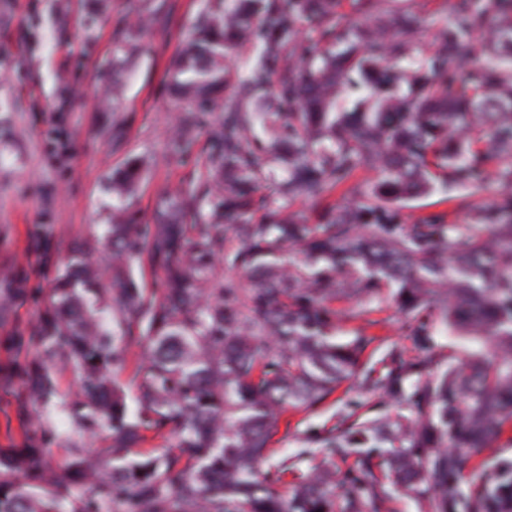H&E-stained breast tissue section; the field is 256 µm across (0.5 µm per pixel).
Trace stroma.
I'll return each mask as SVG.
<instances>
[{
    "label": "stroma",
    "instance_id": "35a3bbf8",
    "mask_svg": "<svg viewBox=\"0 0 512 512\" xmlns=\"http://www.w3.org/2000/svg\"><path fill=\"white\" fill-rule=\"evenodd\" d=\"M207 2L0 0V448L26 447L27 435L48 428L58 436L48 451L53 467L66 464L77 440L93 456H106L105 433L82 435L69 410L79 390L73 367H54L51 406L26 396L20 367L27 349L20 340L31 336L74 245L91 248L97 263L108 266L94 243L119 205L109 179L130 158L141 162L129 206L142 223H152L161 196L195 185L209 136L180 126L185 106L169 88L180 48ZM411 8L419 17L412 56L418 65L449 14L445 0H413ZM180 140L188 149L178 156L172 149ZM509 165L510 155L493 159L468 198L437 183L402 201V211L411 220L439 214L449 224L470 223L473 207L501 200L497 171ZM332 306L337 341L360 332L373 336L362 363L377 386L366 389L362 373L354 374L320 405L279 416L257 468L291 459L292 486L320 467L358 466L354 451L337 458L320 442L340 426L351 402L361 401L357 412L365 420L392 424L414 415L408 399L391 398L378 385L389 351L419 353L405 316L392 302L361 304L342 293ZM379 492L382 512H429L428 482L409 489L386 479Z\"/></svg>",
    "mask_w": 512,
    "mask_h": 512
}]
</instances>
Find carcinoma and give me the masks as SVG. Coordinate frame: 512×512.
Here are the masks:
<instances>
[{
    "instance_id": "carcinoma-1",
    "label": "carcinoma",
    "mask_w": 512,
    "mask_h": 512,
    "mask_svg": "<svg viewBox=\"0 0 512 512\" xmlns=\"http://www.w3.org/2000/svg\"><path fill=\"white\" fill-rule=\"evenodd\" d=\"M426 66L408 70L417 16L397 13L393 27H356L336 16L333 0H232L208 8L172 76L188 102L185 123L211 129L212 152L197 183L158 203L154 223L118 212L102 241L107 274L85 252L53 288L51 306L27 342L28 390L56 394L51 366L75 361L81 392L73 411L81 431L105 429V461L75 445L60 469L46 463L48 435L16 451L0 448V512H381L373 449L392 448L390 475L401 481L429 465L432 512H512V461L497 460L465 485L456 448L478 457L512 421V167L498 172L505 203L480 206L472 223L440 215L405 223L392 202L427 191L436 174L480 185L492 152H512V0H450ZM314 32L299 45L297 23ZM256 49L237 95L220 97L225 59L244 43ZM485 60L461 77L474 53ZM361 94L336 114V89ZM269 101L266 129L285 146L279 189L259 193L270 145L254 136L251 100ZM480 113L484 147L452 136ZM381 173L363 199L322 208L317 224L288 211L298 199L348 186L360 169ZM133 161L113 185L134 193ZM258 219H253L254 214ZM238 242L226 247L224 232ZM298 249L288 265L280 255ZM146 260L160 273L143 288L132 273ZM258 278L252 288L224 268ZM343 287L365 301H392L407 328L430 348L439 320L469 342L462 362L418 386L416 417L391 426L342 419L327 439L334 456L364 449L359 468L318 473L281 490L288 460L261 473L275 408H313L354 371L372 342L360 333L334 341L331 301ZM136 344L133 355L130 344ZM384 388L405 383L429 361L392 350ZM132 369L140 410L132 417L112 376ZM176 434V453L130 451Z\"/></svg>"
}]
</instances>
